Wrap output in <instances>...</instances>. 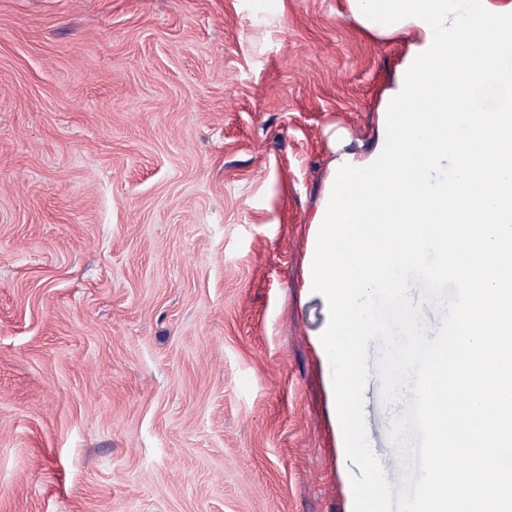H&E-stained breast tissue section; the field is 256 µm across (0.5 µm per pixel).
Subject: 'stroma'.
I'll return each instance as SVG.
<instances>
[{
    "instance_id": "1",
    "label": "stroma",
    "mask_w": 512,
    "mask_h": 512,
    "mask_svg": "<svg viewBox=\"0 0 512 512\" xmlns=\"http://www.w3.org/2000/svg\"><path fill=\"white\" fill-rule=\"evenodd\" d=\"M405 49L347 0H0V512H349L309 218ZM402 407L370 374L395 489Z\"/></svg>"
}]
</instances>
